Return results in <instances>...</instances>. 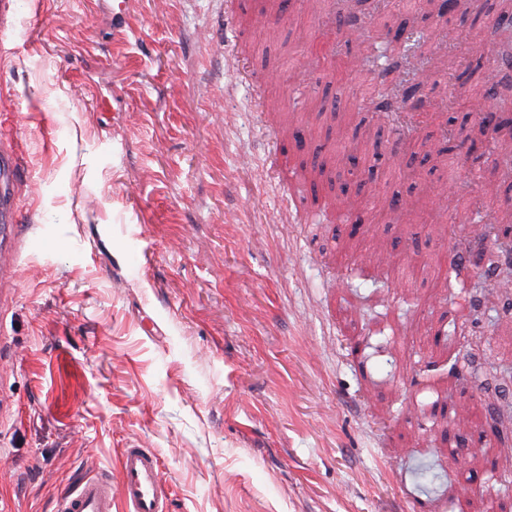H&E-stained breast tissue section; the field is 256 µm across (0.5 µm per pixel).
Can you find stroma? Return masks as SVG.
<instances>
[{
    "label": "stroma",
    "instance_id": "stroma-1",
    "mask_svg": "<svg viewBox=\"0 0 512 512\" xmlns=\"http://www.w3.org/2000/svg\"><path fill=\"white\" fill-rule=\"evenodd\" d=\"M260 2L128 0L116 20L110 0H10L0 16V138L21 160L18 221L0 228V512H56L83 480L119 479L133 446L158 455L169 512H418L421 493L439 497L432 512L512 505V477L453 458L427 371L474 337L456 350L454 399L476 408L459 442L512 449L495 420L512 405V292L498 287L512 270L449 210L432 224L370 215L374 197L408 201L463 168L492 192L462 188L461 211H512V177L468 108L512 0L442 15L290 0L262 21ZM341 14L422 30L466 64L405 100L430 165L392 154L394 122L367 109L404 59L365 79L336 71L357 50ZM447 100L461 129L445 159ZM287 112L305 159L336 116L377 140L379 160L353 175L362 223H302L271 168L296 154L276 127ZM378 241L393 257L371 285L359 261ZM455 250L473 283L461 330L439 267Z\"/></svg>",
    "mask_w": 512,
    "mask_h": 512
}]
</instances>
